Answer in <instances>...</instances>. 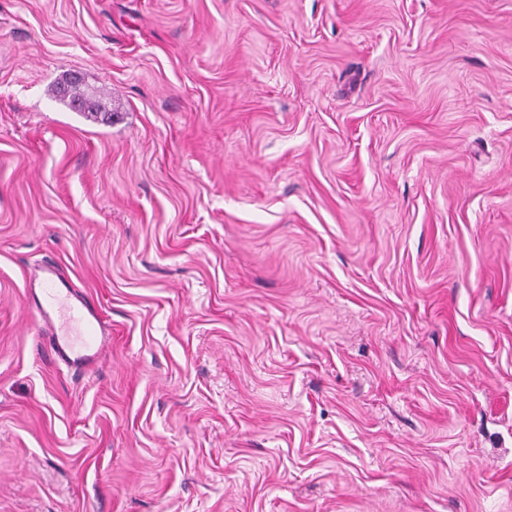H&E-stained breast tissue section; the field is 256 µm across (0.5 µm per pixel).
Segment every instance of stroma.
Segmentation results:
<instances>
[{"label":"stroma","instance_id":"stroma-1","mask_svg":"<svg viewBox=\"0 0 512 512\" xmlns=\"http://www.w3.org/2000/svg\"><path fill=\"white\" fill-rule=\"evenodd\" d=\"M0 512H512V0H0ZM59 275L57 269L50 266L40 267L36 273V279L42 284L44 291L42 301L35 307L40 320L49 322L46 319L50 318L51 314L63 304L65 299L63 295L70 296L69 288H60L64 283ZM77 302L80 307L70 306V309L77 314L84 326L82 343L76 346L67 336L60 335L57 331L42 336V342L56 361L85 371L96 364L109 339L102 331L98 310L82 298L77 299Z\"/></svg>","mask_w":512,"mask_h":512}]
</instances>
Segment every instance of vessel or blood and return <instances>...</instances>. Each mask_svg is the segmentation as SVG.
I'll use <instances>...</instances> for the list:
<instances>
[{"instance_id":"1","label":"vessel or blood","mask_w":512,"mask_h":512,"mask_svg":"<svg viewBox=\"0 0 512 512\" xmlns=\"http://www.w3.org/2000/svg\"><path fill=\"white\" fill-rule=\"evenodd\" d=\"M36 277L44 291L36 313L40 319L45 320L64 301L62 280L57 269L50 266L40 267ZM76 314L84 326L85 335L81 344H74L67 336L55 332L44 336L42 342L56 361L71 368L86 370L96 364L108 338L102 331L101 318L94 306L81 303Z\"/></svg>"}]
</instances>
